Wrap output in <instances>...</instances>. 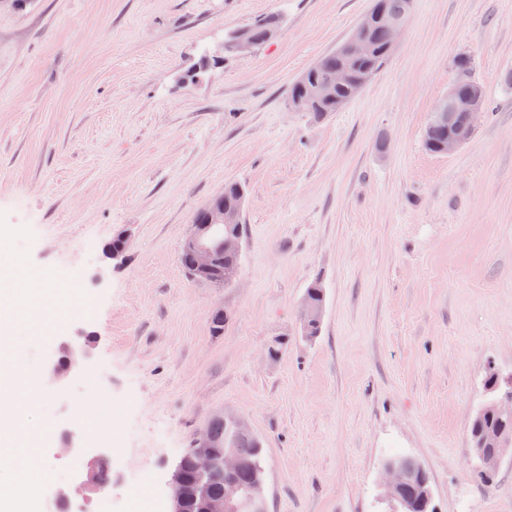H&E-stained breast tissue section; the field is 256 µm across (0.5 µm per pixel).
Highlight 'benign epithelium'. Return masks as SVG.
Listing matches in <instances>:
<instances>
[{"instance_id":"obj_1","label":"benign epithelium","mask_w":512,"mask_h":512,"mask_svg":"<svg viewBox=\"0 0 512 512\" xmlns=\"http://www.w3.org/2000/svg\"><path fill=\"white\" fill-rule=\"evenodd\" d=\"M376 25L386 28L391 36V43H396L404 27V22L383 17L374 12L367 14L356 26L347 41V49L356 58H365L372 52V44L368 39L369 31ZM255 43L248 31L242 30L234 34V38L221 44L211 51L214 66H224V59L228 56L243 55L251 52ZM350 82L348 72L339 70L336 77L324 80H312L308 94L302 99L292 102L291 109L295 112L301 110L311 99L329 100L336 94V89ZM455 88L448 90L432 113L431 127L446 124L448 130V144L445 151L454 152L467 144L473 137L481 121L482 112L479 104V95L475 94L460 106L465 111L464 120L453 122L452 109L459 106ZM240 211L224 208V199L218 197L211 201L197 214L192 229L181 244V251L188 258V275L193 280H204L211 277L218 258L229 254L235 258L241 254V239L238 233L224 234V227L239 223ZM299 317L302 329L320 325L322 309L303 300ZM90 350L87 342L66 341L57 357L48 364L50 379L60 381L77 372L88 359ZM68 451L80 460L78 482L74 488L57 491L54 501L73 502L77 498L86 499L91 493L101 492L98 484L97 469L101 462H112V449L101 448L91 453L87 449L75 444L74 436L68 435ZM192 452L195 456V467L199 477L196 492L203 503L204 512H240L239 502L244 493L234 480V474L240 469L241 462L231 448L222 452L214 450L208 441L207 433H201L194 441ZM224 473V498L214 499L208 496L203 479L215 471ZM384 488L389 498L399 499L412 475L394 461H387L383 465ZM166 509L167 512H184L186 498V478L177 465L168 476Z\"/></svg>"}]
</instances>
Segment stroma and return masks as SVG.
Wrapping results in <instances>:
<instances>
[{"label": "stroma", "instance_id": "stroma-1", "mask_svg": "<svg viewBox=\"0 0 512 512\" xmlns=\"http://www.w3.org/2000/svg\"><path fill=\"white\" fill-rule=\"evenodd\" d=\"M373 0H23L0 6V217L68 316L23 347L29 422L54 474L63 431L111 448L121 476L81 512L164 502L167 476L222 414L265 448L270 512H386L382 467L428 471L435 512H512V458L475 482L468 430L487 362L512 373V0H414L382 71L315 121L289 88ZM277 37L192 87L178 78L232 30ZM470 56L490 112L458 151L423 138ZM247 187L237 283L192 280L178 255L224 184ZM128 233L126 257L105 249ZM325 304L305 340L311 283ZM223 313V332L211 319ZM91 357L49 381L60 344ZM283 341L278 357L267 354ZM108 395L114 433L80 413ZM309 298L313 303L318 305L319 307H315L311 305L307 299ZM324 304V292L323 288L319 283H314L309 286L306 290V294L304 300L302 301L299 317L303 330H306L312 326H319L313 331L306 332L308 338H314L319 335L321 330V321H322V309ZM321 307V308H320Z\"/></svg>", "mask_w": 512, "mask_h": 512}]
</instances>
